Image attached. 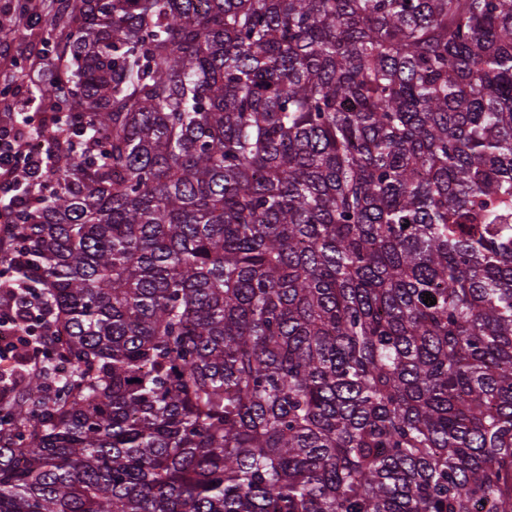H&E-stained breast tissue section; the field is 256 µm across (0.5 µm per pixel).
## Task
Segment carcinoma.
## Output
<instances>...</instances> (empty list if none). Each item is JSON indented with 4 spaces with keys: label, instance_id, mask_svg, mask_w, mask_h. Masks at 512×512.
Here are the masks:
<instances>
[{
    "label": "carcinoma",
    "instance_id": "obj_1",
    "mask_svg": "<svg viewBox=\"0 0 512 512\" xmlns=\"http://www.w3.org/2000/svg\"><path fill=\"white\" fill-rule=\"evenodd\" d=\"M46 42L87 134L0 246V512H512V0H55Z\"/></svg>",
    "mask_w": 512,
    "mask_h": 512
}]
</instances>
